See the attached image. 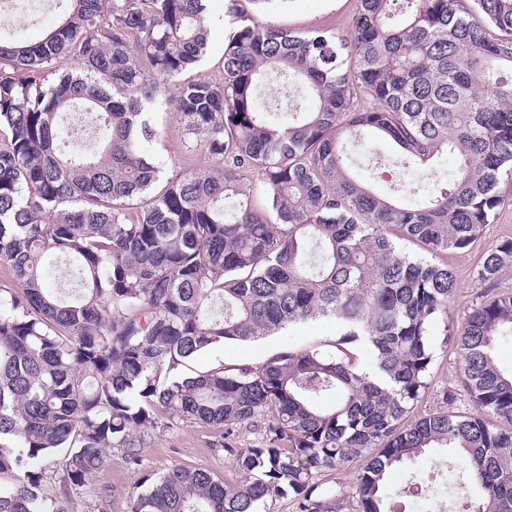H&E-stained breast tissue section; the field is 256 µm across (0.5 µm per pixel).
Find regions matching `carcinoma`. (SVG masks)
<instances>
[{"instance_id":"1","label":"carcinoma","mask_w":512,"mask_h":512,"mask_svg":"<svg viewBox=\"0 0 512 512\" xmlns=\"http://www.w3.org/2000/svg\"><path fill=\"white\" fill-rule=\"evenodd\" d=\"M39 41L0 37V512H66L40 495L41 462L62 456L82 488L121 450L141 469L158 414L224 428L238 479L174 466L140 482L132 512H393L390 469L445 448L481 489L464 512H512V295L445 335L472 410L409 424L429 388L453 271L437 256L478 242L512 179V0H358L346 37L296 33L232 13L221 76L187 74L206 53V0H67ZM73 54L78 71L61 72ZM277 72L311 98L272 112ZM213 161L164 177L145 144L159 102ZM242 116L237 122L235 118ZM374 137L419 166L448 153L446 179L399 201L350 174L345 142ZM263 187L257 200L256 183ZM53 256L75 267L65 296ZM512 270V240L484 254L479 285ZM332 318L335 352L296 345L261 364L191 375L226 343ZM366 346L374 372L350 347ZM260 441L238 448L241 426ZM361 460L355 482L324 477Z\"/></svg>"}]
</instances>
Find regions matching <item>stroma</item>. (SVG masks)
<instances>
[{
  "label": "stroma",
  "instance_id": "35a3bbf8",
  "mask_svg": "<svg viewBox=\"0 0 512 512\" xmlns=\"http://www.w3.org/2000/svg\"><path fill=\"white\" fill-rule=\"evenodd\" d=\"M227 0H206V18L211 29L209 48L202 62L194 69V76H218L224 51V35L229 18ZM238 13L261 16L273 25L299 32L324 29L340 35L347 34L357 11V0H282L267 12H260L254 0H237ZM152 122L160 131V138L150 151L165 176L172 177L188 168H205L212 161L199 146L196 138L167 114L165 108L155 107ZM376 157H369L360 149H353V174L363 178L377 192L385 195H402L404 185L415 178L414 172L393 164L394 148L377 142ZM499 192L505 202L494 223L484 229L481 241L464 250L449 251L446 259L456 277V291L448 305L447 319L434 326L436 339H443L447 326L461 328L468 315L485 299L497 295H512V272L508 271L485 289L477 282V270L486 247L504 239H512V180L501 183ZM339 335L335 321L320 320L300 324L256 341L226 345L201 355L195 366L208 369L218 365L232 367L241 363L253 365L263 362L270 355L287 350L289 346L307 343L329 350ZM461 366L453 349H439L430 385L422 400L412 412V419H419L440 409L446 390L461 386ZM224 440L223 428L178 421L162 425L152 434V442L145 450L142 470H134L120 450L106 454L103 466L90 479L86 487L63 493L58 480L56 460L43 462L41 493L48 499L68 498L70 512H131L135 486L141 473H161L180 465L189 468H206L220 477L232 481L236 474L224 453L217 446ZM420 483L426 490L425 499L406 498L407 512H428L433 502L456 493L457 497H478L479 489L460 470L450 467L448 454L437 449L422 455L388 474V493H401L407 482Z\"/></svg>",
  "mask_w": 512,
  "mask_h": 512
}]
</instances>
